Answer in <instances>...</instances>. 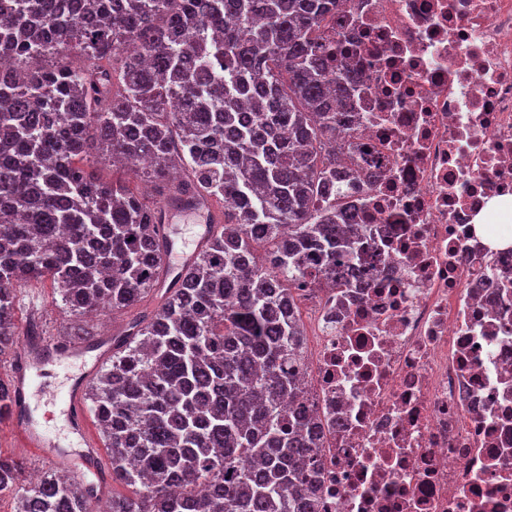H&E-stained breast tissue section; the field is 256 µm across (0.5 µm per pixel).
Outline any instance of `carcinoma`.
I'll use <instances>...</instances> for the list:
<instances>
[{
  "mask_svg": "<svg viewBox=\"0 0 512 512\" xmlns=\"http://www.w3.org/2000/svg\"><path fill=\"white\" fill-rule=\"evenodd\" d=\"M343 2L0 0V361L19 284L53 278L78 322L160 294L90 393L112 483L133 490L106 512H312L316 443L286 403L297 291L358 258L336 140L354 74L323 29ZM143 161L163 204L92 171ZM173 210L214 228L165 290ZM22 472L0 457L17 512H96L94 486Z\"/></svg>",
  "mask_w": 512,
  "mask_h": 512,
  "instance_id": "cac0c4a2",
  "label": "carcinoma"
}]
</instances>
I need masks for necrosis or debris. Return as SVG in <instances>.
I'll use <instances>...</instances> for the list:
<instances>
[{"label": "necrosis or debris", "mask_w": 512, "mask_h": 512, "mask_svg": "<svg viewBox=\"0 0 512 512\" xmlns=\"http://www.w3.org/2000/svg\"><path fill=\"white\" fill-rule=\"evenodd\" d=\"M336 107L366 263L303 289L316 512H512V0H349Z\"/></svg>", "instance_id": "obj_1"}]
</instances>
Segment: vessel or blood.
<instances>
[{
	"label": "vessel or blood",
	"instance_id": "1",
	"mask_svg": "<svg viewBox=\"0 0 512 512\" xmlns=\"http://www.w3.org/2000/svg\"><path fill=\"white\" fill-rule=\"evenodd\" d=\"M206 232L197 233L192 248L175 251L167 247L163 251V264L170 273L185 271L195 246L201 245L206 239ZM68 364L72 368L63 389L45 392V403L48 406L62 404V413L69 431L80 439L81 447L70 451L61 447L58 440L51 438L33 420L31 407L37 395L32 391L28 375L31 371H42L46 365ZM91 377L87 353L81 344H60L53 339H42L37 342L23 341L11 371V416L8 425L11 431L25 447L40 449L41 453L51 460L69 465L77 476L93 473L100 483H107L101 455L92 440L87 423V413L83 405L85 386Z\"/></svg>",
	"mask_w": 512,
	"mask_h": 512
}]
</instances>
